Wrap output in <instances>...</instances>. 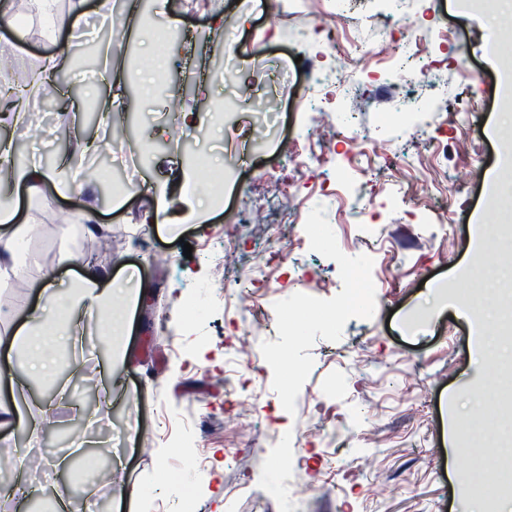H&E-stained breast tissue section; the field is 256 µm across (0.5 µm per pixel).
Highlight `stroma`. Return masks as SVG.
Masks as SVG:
<instances>
[{"label":"stroma","instance_id":"obj_1","mask_svg":"<svg viewBox=\"0 0 512 512\" xmlns=\"http://www.w3.org/2000/svg\"><path fill=\"white\" fill-rule=\"evenodd\" d=\"M334 2L145 0L139 31L113 43L105 34L125 0L108 12L86 0L79 27L53 38L36 24L21 35L0 25L11 65L67 51L58 81L69 99L44 96L29 125L0 126L16 158L34 154L55 168L77 149L80 163H94L81 151L85 140L109 135L90 120L95 91L115 89L132 105L123 140L138 157V186L126 188L118 170L107 195L48 183L31 197L0 181V198L17 202V222L41 228L24 244L33 273L57 268L56 290L67 292L77 273L57 263L69 252L148 286L125 330L97 322L81 349L56 344L50 378L30 380L25 351L7 343L39 291L28 278L0 281V367L13 364L25 380L43 427L35 443L0 429V456L10 460L0 487L18 478L17 457L70 460L18 500V512H56L61 503L66 512H117L133 489L139 512H473L479 501L512 512V446L471 442L492 418L512 434V409L501 406L512 390L504 367L512 320L500 309L512 246L487 243L477 222L485 212L492 224L512 225V192L490 183L497 170L512 183L504 163L512 108L499 105L504 66L486 62L494 36L512 55V0H491L477 14L457 0H350L349 15L334 18L346 37L380 47L400 36L403 19L428 37L425 76L388 87L378 62H361L348 94L309 79L339 65L311 36ZM161 27L175 36L163 83L146 92L141 63L154 56ZM228 37L237 57L225 52ZM272 66L284 71L276 125L255 143L235 142L226 104ZM230 70L243 81L225 82ZM172 97L186 111L205 100L208 122L183 129L165 108ZM302 97L318 111H301ZM466 107L468 125L449 121ZM350 110L360 113L353 131L339 124ZM311 135L327 141L329 162L294 167ZM427 142L439 152L416 163ZM214 167L224 171L221 206L198 224L183 173ZM158 188L170 205L164 223L153 220ZM343 195L365 208L366 223L341 211ZM299 203L311 242L271 253V232L298 237L286 209ZM89 209L100 227L92 251L75 243ZM231 238L240 256L268 267L251 316L224 288L245 274L224 254ZM351 266L378 283L356 303L345 278ZM297 271L310 286L292 283ZM461 462L469 478H460Z\"/></svg>","mask_w":512,"mask_h":512}]
</instances>
